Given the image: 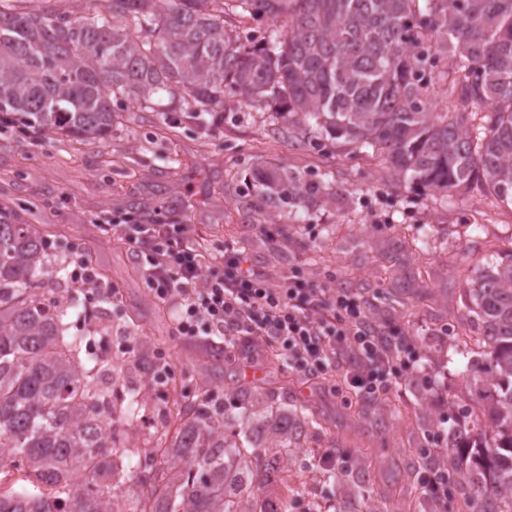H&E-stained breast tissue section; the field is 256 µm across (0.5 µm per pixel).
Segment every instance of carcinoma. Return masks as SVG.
<instances>
[{
    "instance_id": "cac0c4a2",
    "label": "carcinoma",
    "mask_w": 512,
    "mask_h": 512,
    "mask_svg": "<svg viewBox=\"0 0 512 512\" xmlns=\"http://www.w3.org/2000/svg\"><path fill=\"white\" fill-rule=\"evenodd\" d=\"M230 12L283 32L244 38ZM437 79L451 112L429 97ZM228 95L274 106L302 135L372 149L422 194L475 187L512 202V0H104L92 17L0 0V119L96 140L112 134L115 103L158 112L168 97L210 115ZM256 183L276 207L334 197L279 165ZM65 263L0 211V472L20 465L36 487H0V512H288L265 482L321 423L284 387L238 386L237 417L205 387L177 392L152 449L118 454L106 423L140 422L145 395L115 403L112 360L86 358L70 333L78 293L46 290ZM468 292L488 348L461 385L481 414L437 465L467 512H512V252ZM336 482L358 496L346 472Z\"/></svg>"
}]
</instances>
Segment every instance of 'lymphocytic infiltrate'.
Returning <instances> with one entry per match:
<instances>
[{
    "label": "lymphocytic infiltrate",
    "instance_id": "lymphocytic-infiltrate-1",
    "mask_svg": "<svg viewBox=\"0 0 512 512\" xmlns=\"http://www.w3.org/2000/svg\"><path fill=\"white\" fill-rule=\"evenodd\" d=\"M102 235L119 236L141 259L151 295L178 306L176 332H203L228 343L254 336L278 346L292 369L310 373L345 363L352 387L384 390L415 368L407 337L376 325L365 307L341 291L292 280L269 287L244 267L241 252L225 246L207 258L187 225L145 224L132 215L104 214Z\"/></svg>",
    "mask_w": 512,
    "mask_h": 512
}]
</instances>
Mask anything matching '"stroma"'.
<instances>
[{
	"instance_id": "stroma-1",
	"label": "stroma",
	"mask_w": 512,
	"mask_h": 512,
	"mask_svg": "<svg viewBox=\"0 0 512 512\" xmlns=\"http://www.w3.org/2000/svg\"><path fill=\"white\" fill-rule=\"evenodd\" d=\"M273 163L307 179L333 173L342 193L268 207L253 177ZM0 208L38 226L50 245L88 251L95 275L118 288L110 303L82 294L69 318L72 334L89 335L93 357L120 368L115 390L143 385L164 364L178 380L191 371L231 411L232 391L254 373L287 385L323 419V431L292 459L311 476L292 512L313 502L321 512H366L382 500L398 512L420 496L422 460L435 437L457 429L454 407L469 403L459 376L479 333L464 318L466 288L512 237V205L488 193L418 195L392 182L376 158L316 145L269 111L230 103L204 121L175 103L162 115L128 106L101 141L1 125ZM133 209L189 225L202 247L238 248L270 287L300 278L369 305L373 320L414 341L416 373L371 400L347 385L344 367L300 374L281 367L277 349L259 339L238 343L234 365L212 369V343L177 335V306L156 301L136 254L99 231L102 213ZM330 448L361 481L355 500L340 499L319 466Z\"/></svg>"
}]
</instances>
